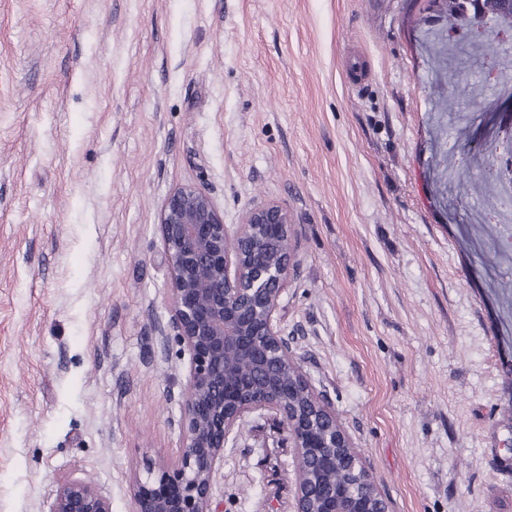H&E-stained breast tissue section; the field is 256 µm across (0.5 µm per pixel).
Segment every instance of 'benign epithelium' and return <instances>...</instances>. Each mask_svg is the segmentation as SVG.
<instances>
[{
  "label": "benign epithelium",
  "mask_w": 512,
  "mask_h": 512,
  "mask_svg": "<svg viewBox=\"0 0 512 512\" xmlns=\"http://www.w3.org/2000/svg\"><path fill=\"white\" fill-rule=\"evenodd\" d=\"M489 117L500 142L512 130V101H502ZM158 224L170 300V316L159 333H174L189 356L187 394L175 467H149L146 479H135L131 512H214L213 479L224 462V447L244 418L257 411L282 419L301 462L294 478V512H388L334 407L295 361L288 337L278 327L280 298L294 269L293 249L274 263L255 250L245 254L228 247L230 242L255 240L261 230L293 238V214L267 202L228 225L223 209L206 190L183 185L163 201ZM274 352L288 356L296 385L309 394L329 428L317 431L313 416L288 397L280 377L263 374L264 362ZM339 455L360 466L357 494L326 480ZM51 512L111 509L90 482L66 478Z\"/></svg>",
  "instance_id": "obj_1"
}]
</instances>
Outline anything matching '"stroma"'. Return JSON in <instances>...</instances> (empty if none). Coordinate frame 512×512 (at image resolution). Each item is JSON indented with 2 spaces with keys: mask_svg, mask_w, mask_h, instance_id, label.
<instances>
[{
  "mask_svg": "<svg viewBox=\"0 0 512 512\" xmlns=\"http://www.w3.org/2000/svg\"><path fill=\"white\" fill-rule=\"evenodd\" d=\"M436 23L429 0H0V512H49L67 477L131 512L135 476L176 463L158 213L185 184L228 224L293 214L278 326L390 512H512V258L471 221L480 179L442 175L463 144L495 163L484 61L512 83V39L462 30L449 59ZM294 469L252 413L214 504L294 512ZM347 69L352 87L362 91L369 82V71L363 54L352 51L348 57Z\"/></svg>",
  "mask_w": 512,
  "mask_h": 512,
  "instance_id": "35a3bbf8",
  "label": "stroma"
}]
</instances>
